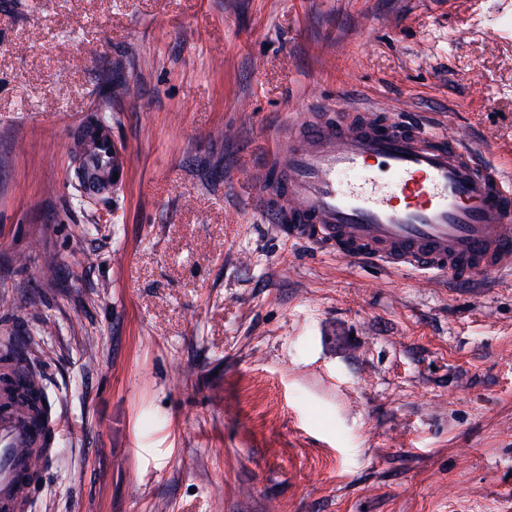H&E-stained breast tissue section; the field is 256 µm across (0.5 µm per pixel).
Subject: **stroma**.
<instances>
[{
    "label": "stroma",
    "instance_id": "35a3bbf8",
    "mask_svg": "<svg viewBox=\"0 0 512 512\" xmlns=\"http://www.w3.org/2000/svg\"><path fill=\"white\" fill-rule=\"evenodd\" d=\"M338 100L512 175V0H0V350L74 425L30 512H512V277L271 226L275 130Z\"/></svg>",
    "mask_w": 512,
    "mask_h": 512
}]
</instances>
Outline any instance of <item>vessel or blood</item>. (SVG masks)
I'll use <instances>...</instances> for the list:
<instances>
[{
	"instance_id": "1",
	"label": "vessel or blood",
	"mask_w": 512,
	"mask_h": 512,
	"mask_svg": "<svg viewBox=\"0 0 512 512\" xmlns=\"http://www.w3.org/2000/svg\"><path fill=\"white\" fill-rule=\"evenodd\" d=\"M266 172L272 221L289 241L423 279L512 273V178L460 136L384 112H314L276 143ZM0 374L42 388L20 361ZM64 427L41 409L0 415V501L13 512H28L42 474L30 452Z\"/></svg>"
}]
</instances>
